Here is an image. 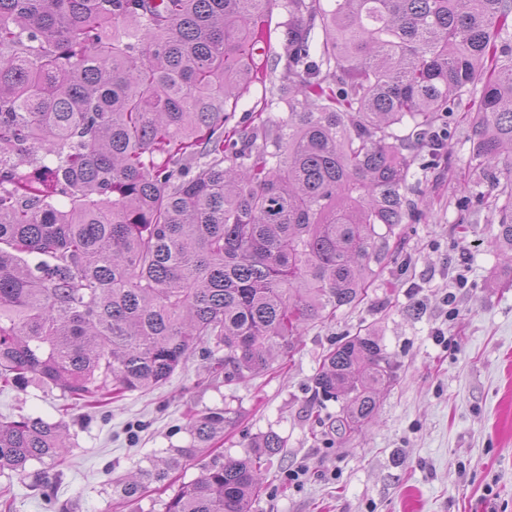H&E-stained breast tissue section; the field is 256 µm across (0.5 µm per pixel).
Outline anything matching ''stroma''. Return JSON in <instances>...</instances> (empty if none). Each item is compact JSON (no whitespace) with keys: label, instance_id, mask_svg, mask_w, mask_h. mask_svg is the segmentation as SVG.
<instances>
[{"label":"stroma","instance_id":"stroma-1","mask_svg":"<svg viewBox=\"0 0 512 512\" xmlns=\"http://www.w3.org/2000/svg\"><path fill=\"white\" fill-rule=\"evenodd\" d=\"M451 165L410 178L426 216L402 224L367 297L309 327L292 357L246 384L212 377L194 353L163 386L94 406H66L59 389L0 386V414L64 421L70 452L43 488L0 475L11 512H163L198 478L200 455L135 500L113 481L188 446V411L230 409L218 453L238 457L273 431L286 442L262 467L254 512H512V267L496 242L498 218L468 201L471 128L448 123ZM370 329L395 376L374 421L340 435L336 401L314 395L322 355Z\"/></svg>","mask_w":512,"mask_h":512}]
</instances>
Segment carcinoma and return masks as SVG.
<instances>
[{"mask_svg": "<svg viewBox=\"0 0 512 512\" xmlns=\"http://www.w3.org/2000/svg\"><path fill=\"white\" fill-rule=\"evenodd\" d=\"M277 2L0 0L1 383L94 405L165 384L198 348L224 381L254 379L367 296L395 229L424 217L412 166L450 165L456 112L512 264V0H285L278 98L234 124L267 76ZM283 100L287 116L266 115ZM392 374L358 332L314 391L344 399L350 434ZM224 422L189 415L191 447L116 492L164 482ZM66 438L0 417V474L56 462ZM254 447L214 456L164 512H252L285 441Z\"/></svg>", "mask_w": 512, "mask_h": 512, "instance_id": "carcinoma-1", "label": "carcinoma"}]
</instances>
